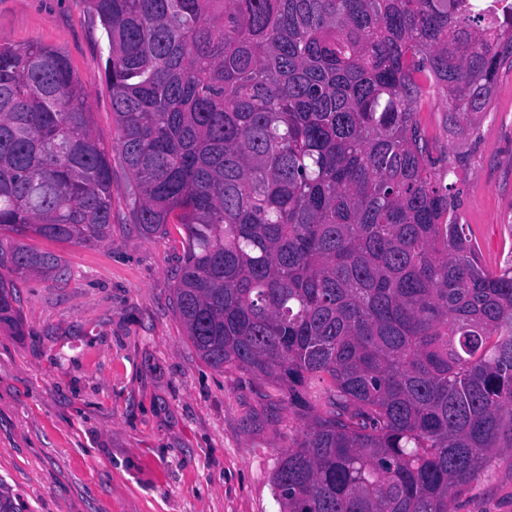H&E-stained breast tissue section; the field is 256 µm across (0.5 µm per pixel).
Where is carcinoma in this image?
Masks as SVG:
<instances>
[{
    "label": "carcinoma",
    "mask_w": 512,
    "mask_h": 512,
    "mask_svg": "<svg viewBox=\"0 0 512 512\" xmlns=\"http://www.w3.org/2000/svg\"><path fill=\"white\" fill-rule=\"evenodd\" d=\"M133 219L181 226L173 300L200 358L269 381L303 420L271 476L280 512H453L512 452V267L480 262L465 155L512 67L486 0H86ZM112 233V159L60 51L0 43V328L15 279Z\"/></svg>",
    "instance_id": "carcinoma-1"
}]
</instances>
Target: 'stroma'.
Wrapping results in <instances>:
<instances>
[{
	"mask_svg": "<svg viewBox=\"0 0 512 512\" xmlns=\"http://www.w3.org/2000/svg\"><path fill=\"white\" fill-rule=\"evenodd\" d=\"M0 40L50 46L87 93L112 154V236L95 246L27 235L62 279L20 284L28 332L0 331V495L17 512H279L270 477L303 431L266 382L203 362L172 301L181 237L132 218L107 42L86 0H0ZM434 153L464 152L458 216L483 265L512 264V68L473 135L422 113ZM454 512H512V454L456 495Z\"/></svg>",
	"mask_w": 512,
	"mask_h": 512,
	"instance_id": "1",
	"label": "stroma"
}]
</instances>
